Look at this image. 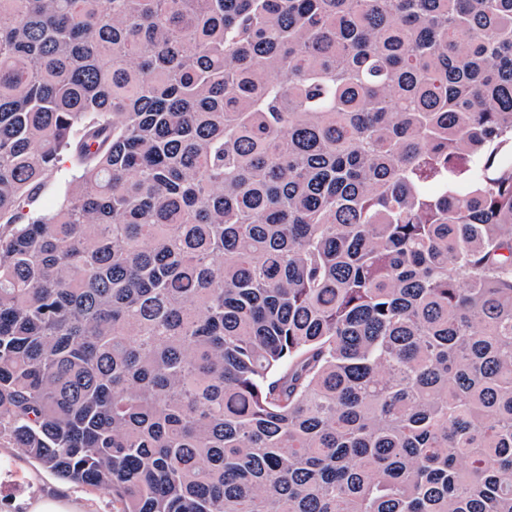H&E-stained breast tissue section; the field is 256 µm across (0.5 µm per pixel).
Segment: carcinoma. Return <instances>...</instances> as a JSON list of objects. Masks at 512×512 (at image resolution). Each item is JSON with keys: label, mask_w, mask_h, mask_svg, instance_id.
<instances>
[{"label": "carcinoma", "mask_w": 512, "mask_h": 512, "mask_svg": "<svg viewBox=\"0 0 512 512\" xmlns=\"http://www.w3.org/2000/svg\"><path fill=\"white\" fill-rule=\"evenodd\" d=\"M509 150L512 0H0V435L120 512H512Z\"/></svg>", "instance_id": "obj_1"}]
</instances>
